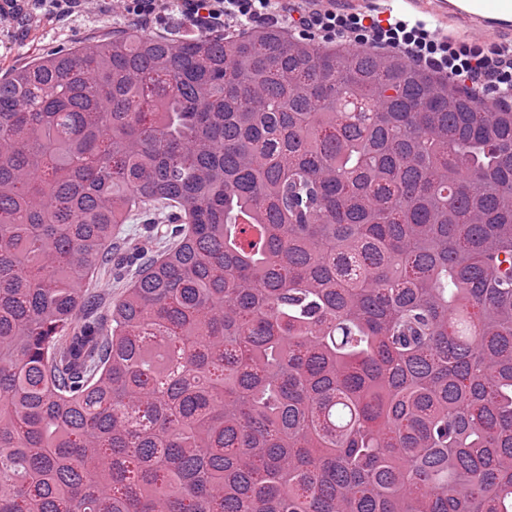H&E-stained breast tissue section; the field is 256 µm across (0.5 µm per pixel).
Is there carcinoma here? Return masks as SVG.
<instances>
[{"label":"carcinoma","instance_id":"1","mask_svg":"<svg viewBox=\"0 0 512 512\" xmlns=\"http://www.w3.org/2000/svg\"><path fill=\"white\" fill-rule=\"evenodd\" d=\"M0 512H512V106L274 26L1 77Z\"/></svg>","mask_w":512,"mask_h":512}]
</instances>
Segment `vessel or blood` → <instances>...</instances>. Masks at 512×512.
<instances>
[{
  "label": "vessel or blood",
  "instance_id": "obj_1",
  "mask_svg": "<svg viewBox=\"0 0 512 512\" xmlns=\"http://www.w3.org/2000/svg\"><path fill=\"white\" fill-rule=\"evenodd\" d=\"M353 13H376L379 20L406 11L426 19L449 40L465 43L480 37L499 51L512 52V0H383L370 10L368 0H340Z\"/></svg>",
  "mask_w": 512,
  "mask_h": 512
}]
</instances>
